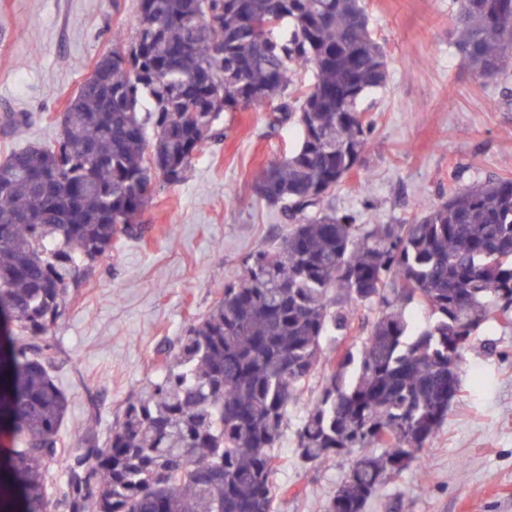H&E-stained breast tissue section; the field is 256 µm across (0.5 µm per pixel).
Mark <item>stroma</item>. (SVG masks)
<instances>
[{
	"instance_id": "35a3bbf8",
	"label": "stroma",
	"mask_w": 512,
	"mask_h": 512,
	"mask_svg": "<svg viewBox=\"0 0 512 512\" xmlns=\"http://www.w3.org/2000/svg\"><path fill=\"white\" fill-rule=\"evenodd\" d=\"M384 47L387 84L360 101L372 125L361 165L337 187L338 212L358 223L400 224L421 203L457 189L512 178V67L487 85L456 49L455 0H364ZM137 0H0V119L25 112L29 125L0 129V159L55 132L65 103L116 42L134 34ZM268 106L224 112L186 179L156 188L143 238L101 256L53 330L69 397L61 433L70 447L89 433L88 404L105 440L127 398L213 305L245 258L285 233L280 213L253 186L270 160L298 142V128L271 122ZM275 481L279 512H323L349 470L339 456L298 466L285 440ZM366 512H512V326L483 327L460 363V391L423 461L391 476Z\"/></svg>"
}]
</instances>
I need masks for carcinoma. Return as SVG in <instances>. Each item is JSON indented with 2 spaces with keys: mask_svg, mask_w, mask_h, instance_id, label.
<instances>
[{
  "mask_svg": "<svg viewBox=\"0 0 512 512\" xmlns=\"http://www.w3.org/2000/svg\"><path fill=\"white\" fill-rule=\"evenodd\" d=\"M483 3L456 0V46L491 83L512 56V0L496 15ZM134 27L69 99L57 135L0 161V512H277L278 448L321 363L331 372L299 416L298 457L358 453L325 512H365L447 418L474 336L512 324V179L454 191L405 224L336 211L331 193L369 144L358 104L387 78L362 0H138ZM306 68L313 82L294 87ZM251 96L299 127L255 185L287 234L162 349L105 444L87 435L71 453L53 328L98 258L145 232L153 183H182L225 105ZM410 304L431 319L416 322ZM359 305L377 309L361 352H325Z\"/></svg>",
  "mask_w": 512,
  "mask_h": 512,
  "instance_id": "carcinoma-1",
  "label": "carcinoma"
}]
</instances>
